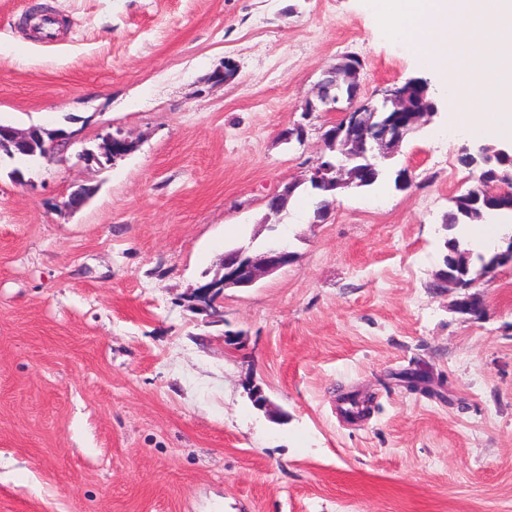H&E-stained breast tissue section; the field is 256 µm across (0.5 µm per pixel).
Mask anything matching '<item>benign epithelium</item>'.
I'll list each match as a JSON object with an SVG mask.
<instances>
[{
  "mask_svg": "<svg viewBox=\"0 0 512 512\" xmlns=\"http://www.w3.org/2000/svg\"><path fill=\"white\" fill-rule=\"evenodd\" d=\"M428 85L419 81H410L402 86L387 88L382 91L380 100L361 98L359 96L348 101L343 109L339 123L341 130L323 133V137L337 139L343 132L349 137L358 139L368 125H373L377 133L364 144L360 152H345L336 157L334 163L327 165L318 161L311 170L309 180L319 183L323 172L327 169L336 172V186L346 187L353 179L359 165L367 169L376 167L379 160L389 158L400 146L406 136L431 121L438 114L436 104L428 100ZM59 138L49 142L34 143V129L18 130L10 125L0 124V154L13 159L17 156H28L51 162L56 157ZM102 147L112 150V157L129 153L134 142L126 138L114 139L112 135L103 138ZM471 166L481 170L484 175L481 191L485 199L500 198L512 192L499 189L489 190L490 181H504L512 184V150L477 147L470 153ZM494 255L502 264H512V234L501 237L500 243L494 247ZM295 260V253L283 245H268L255 256L247 255L246 249H237L224 253L223 273L215 276L210 282L194 289L193 298L213 310L216 317H224L222 311L216 309L217 299L223 297L226 288H246L260 279L288 266ZM455 308L464 314H473L482 308L476 293H465L456 299Z\"/></svg>",
  "mask_w": 512,
  "mask_h": 512,
  "instance_id": "7a95c632",
  "label": "benign epithelium"
}]
</instances>
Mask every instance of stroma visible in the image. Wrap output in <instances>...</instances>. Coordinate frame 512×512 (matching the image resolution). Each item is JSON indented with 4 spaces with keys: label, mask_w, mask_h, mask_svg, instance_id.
Wrapping results in <instances>:
<instances>
[{
    "label": "stroma",
    "mask_w": 512,
    "mask_h": 512,
    "mask_svg": "<svg viewBox=\"0 0 512 512\" xmlns=\"http://www.w3.org/2000/svg\"><path fill=\"white\" fill-rule=\"evenodd\" d=\"M49 2L55 46L19 26L39 0H0V122L76 118L32 183L0 161V512H512V266L476 278L478 316L432 287L480 175L438 74L366 0ZM348 55L364 96L421 80L438 113L326 220L304 195L271 216L342 107L281 132ZM116 132L132 153L78 162ZM274 240L295 262L225 289L223 321L189 301L226 251Z\"/></svg>",
    "instance_id": "35a3bbf8"
}]
</instances>
